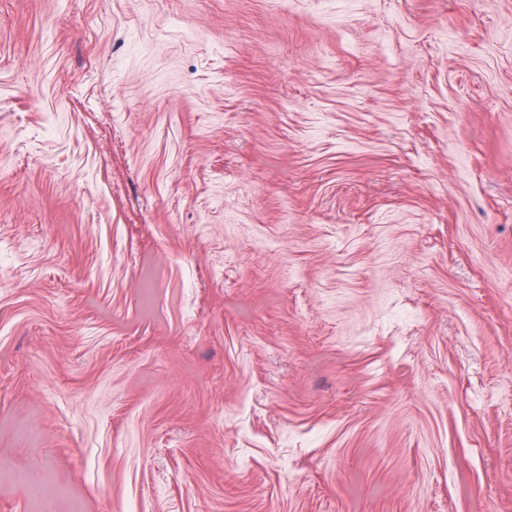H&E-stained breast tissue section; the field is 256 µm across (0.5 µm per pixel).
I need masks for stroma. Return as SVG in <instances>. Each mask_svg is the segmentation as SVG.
Masks as SVG:
<instances>
[{
    "instance_id": "obj_1",
    "label": "stroma",
    "mask_w": 512,
    "mask_h": 512,
    "mask_svg": "<svg viewBox=\"0 0 512 512\" xmlns=\"http://www.w3.org/2000/svg\"><path fill=\"white\" fill-rule=\"evenodd\" d=\"M512 512V0H0V512Z\"/></svg>"
}]
</instances>
